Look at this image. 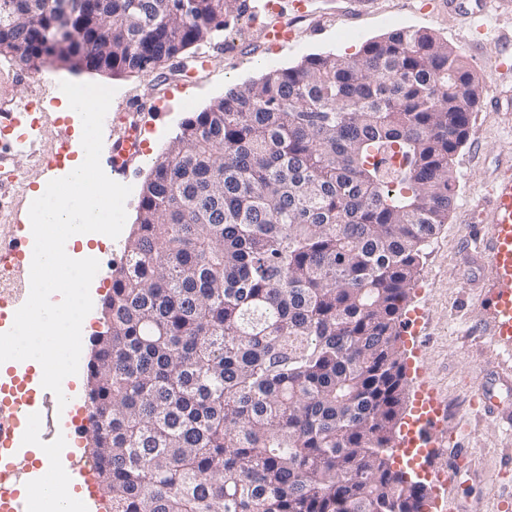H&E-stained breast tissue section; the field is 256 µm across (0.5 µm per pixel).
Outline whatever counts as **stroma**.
<instances>
[{"mask_svg":"<svg viewBox=\"0 0 512 512\" xmlns=\"http://www.w3.org/2000/svg\"><path fill=\"white\" fill-rule=\"evenodd\" d=\"M276 2V9L268 12L265 0H246L255 24L246 18L230 24L199 47L198 58L186 59L183 72L172 75L158 68L113 76L54 64L47 68L51 95L59 97L63 80L115 88L111 110L117 119L125 115L131 99L146 102V109L135 117L144 153L132 164L127 180L132 193L126 211L132 221L155 158L185 118L205 109L227 88L255 82L273 69L296 66L310 54L336 52L345 44L359 49L404 27L428 30L458 48L482 93L468 139L453 158L457 185L452 211L425 249L407 304L411 310L423 309L425 320L418 340L402 336L400 351L403 360L421 364L425 375L420 378L407 370L404 405L412 407L420 382L439 391L446 406L440 418L439 458L460 462L461 476L455 483L430 488L427 512H494L498 501L512 499V431L485 419L472 401L475 376L494 369L501 358L485 335L496 281L488 264L474 260L482 248L474 227L486 219L479 199L512 168V78H503L496 67L504 52L499 33L512 31V0H460L456 13L438 11L435 0H306L302 14L293 10L291 0ZM276 26L293 27L297 38L273 51L264 33ZM41 123V149L47 152L62 137L77 139L81 120L58 104L43 113Z\"/></svg>","mask_w":512,"mask_h":512,"instance_id":"1","label":"stroma"}]
</instances>
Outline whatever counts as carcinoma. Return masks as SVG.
<instances>
[{"mask_svg":"<svg viewBox=\"0 0 512 512\" xmlns=\"http://www.w3.org/2000/svg\"><path fill=\"white\" fill-rule=\"evenodd\" d=\"M82 0L110 74L183 57L242 0ZM40 0L0 46L47 50ZM481 90L422 29L310 54L225 91L153 161L91 337L88 445L105 512H424L395 469L401 317L455 197Z\"/></svg>","mask_w":512,"mask_h":512,"instance_id":"1","label":"carcinoma"}]
</instances>
